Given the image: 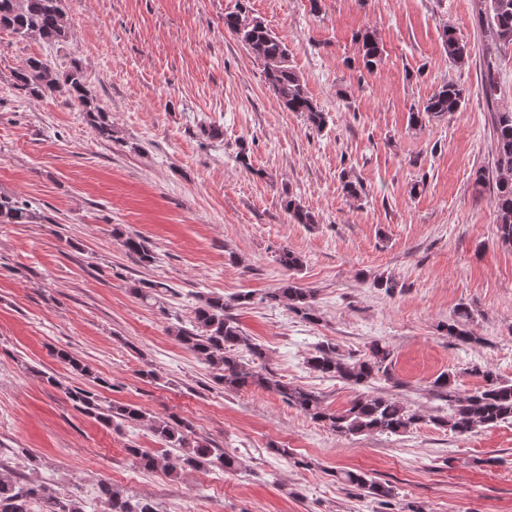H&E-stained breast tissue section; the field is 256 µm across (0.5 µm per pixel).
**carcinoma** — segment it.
I'll use <instances>...</instances> for the list:
<instances>
[{"instance_id": "cac0c4a2", "label": "carcinoma", "mask_w": 512, "mask_h": 512, "mask_svg": "<svg viewBox=\"0 0 512 512\" xmlns=\"http://www.w3.org/2000/svg\"><path fill=\"white\" fill-rule=\"evenodd\" d=\"M247 11L238 9L224 15V28L235 35L247 51L260 62L268 87L278 96L290 112H299L307 123L321 132L328 125V113L324 112L308 94L306 86L290 64L286 44L259 17L244 24ZM486 21L496 36L504 42H512V0H487ZM0 30L8 31L21 39H38L48 44L68 41L72 28L67 20L65 0H0ZM443 49L448 62L462 64L469 58L467 46L460 42L454 30L446 26L441 34ZM362 63L371 72L382 61V52L375 35L365 31L361 35ZM14 87L19 94L33 99L44 97L64 98L69 105H76L85 112L88 123L96 135L106 141L113 139L112 115L88 97L85 76L77 64L61 69L42 56H30L13 73ZM465 102V91L457 83L448 80L435 89L419 109L410 113L412 127L444 118L460 111ZM494 133L498 154L497 175L492 205L496 216L498 235L502 243L512 246V111L494 115ZM284 208L294 224H316V216L295 198L288 197ZM43 219L24 200L0 193V224H30ZM121 245L135 255L139 263L149 267L157 256L150 243L139 235L116 232ZM279 264L289 272H299L302 257L284 249L278 256ZM171 286L161 281L140 280L132 287V293L143 302L158 301ZM251 294H240L232 300L217 294L199 296L187 324L178 323L168 332L185 349L192 352L211 369L213 379L227 392L247 388H260L276 394L284 403L325 424L338 436L369 434L403 435L421 420L393 396L386 394L360 395L338 412H330L324 406L319 393L278 379L259 364L264 352L261 346L247 336L229 310L244 304ZM264 300L270 303L288 301V310L306 321H316L313 293L296 282L288 280L278 288L267 292ZM471 310L460 307L456 318L444 329L449 337L471 344L481 338L471 334L468 323ZM58 357L67 362L73 371L90 379L89 388L74 386L67 389L68 398L83 412L94 416L107 426L147 421L153 435L167 448L180 449V455L170 459L165 454H153L142 448H130L139 466L147 472L162 471L169 476L200 470L216 463L226 471L241 466L234 455L211 448L198 441H190L192 435L188 423L166 418L148 417L132 404L102 403L95 385L104 381L91 377L81 361L66 352ZM308 365L323 378L336 379L352 386L366 385L377 378L391 379L392 352L388 346L373 341L368 352L359 358L339 353L335 344L322 342L308 359ZM484 385L469 395H459L451 388L450 375L443 373L433 381L438 396L448 399L449 413L437 416L433 423L457 436L473 430L490 428L512 421V383H505L489 370L482 371ZM339 480L371 498L379 505L380 512H394L397 493L394 486L379 482L362 471L346 470ZM100 498L110 507L109 512H157L149 501L133 502L112 491L110 485L100 484ZM41 500L48 504L49 512H85L82 498L74 493L61 494L43 482L14 476L0 477V512H28L29 504Z\"/></svg>"}]
</instances>
